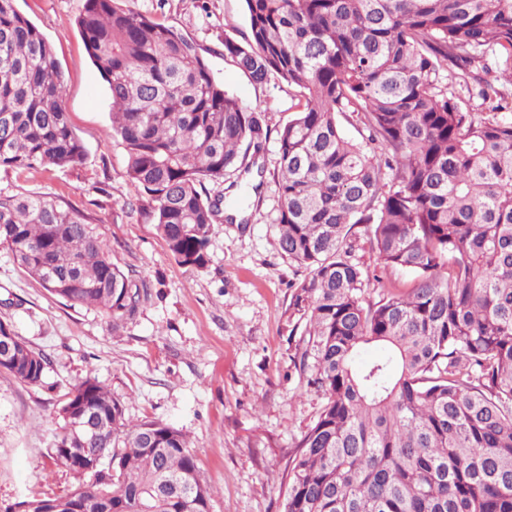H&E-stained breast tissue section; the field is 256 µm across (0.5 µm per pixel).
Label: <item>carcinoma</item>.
<instances>
[{"mask_svg":"<svg viewBox=\"0 0 512 512\" xmlns=\"http://www.w3.org/2000/svg\"><path fill=\"white\" fill-rule=\"evenodd\" d=\"M126 2L85 0L79 32L156 231L175 261L203 269L215 224L235 222L204 182L250 170L268 125L193 40ZM245 4V43L224 40V57L303 98L277 130L276 224L282 254L307 271L290 302L306 336L296 358L324 403L288 459L283 512H512V91L499 84H512V0ZM64 92L49 42L0 0V167L84 162ZM346 112L361 139L343 132ZM359 224L412 288L365 304ZM0 245L71 307L137 312L92 225L48 196L0 195ZM371 342L387 355L356 368ZM11 360L30 385L50 366L26 345ZM73 405L89 409L85 443L69 448L61 413L50 457L72 472L84 456L111 464L84 512H212L180 430L126 419L91 376L65 394Z\"/></svg>","mask_w":512,"mask_h":512,"instance_id":"cac0c4a2","label":"carcinoma"}]
</instances>
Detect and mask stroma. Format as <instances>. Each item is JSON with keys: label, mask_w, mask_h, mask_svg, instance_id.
Masks as SVG:
<instances>
[{"label": "stroma", "mask_w": 512, "mask_h": 512, "mask_svg": "<svg viewBox=\"0 0 512 512\" xmlns=\"http://www.w3.org/2000/svg\"><path fill=\"white\" fill-rule=\"evenodd\" d=\"M84 0H16L18 11L54 48L66 93L62 106L81 139L82 165L0 167V194L47 195L83 214L115 266L140 292L134 319L112 321L51 295L0 246V322L51 364L42 384L0 371V507L77 483L47 454L57 412L71 384L92 375L127 419L159 420L181 430L213 512H281L285 468L296 438L323 399L293 357L301 340L289 305L302 269L281 253L275 132L297 111L288 85H257L224 56V42L248 31L244 0H133L135 10L192 38L216 80L264 112L271 134L261 154L258 193L242 195L244 176L208 182L210 193L242 201L246 228L216 225L210 262L179 265L147 216L113 136L106 84L77 27Z\"/></svg>", "instance_id": "stroma-1"}]
</instances>
